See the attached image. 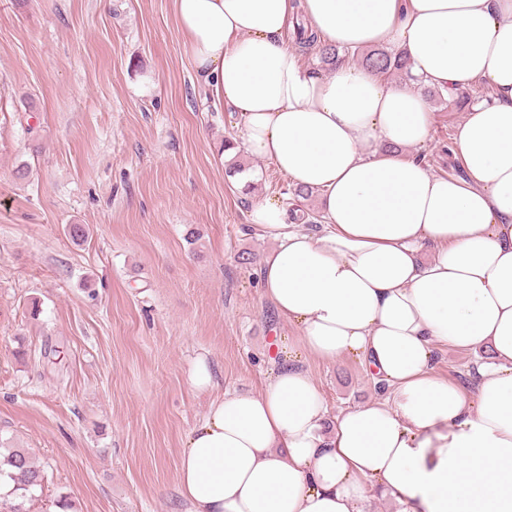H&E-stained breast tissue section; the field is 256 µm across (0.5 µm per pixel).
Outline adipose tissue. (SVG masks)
Returning <instances> with one entry per match:
<instances>
[{
    "label": "adipose tissue",
    "mask_w": 512,
    "mask_h": 512,
    "mask_svg": "<svg viewBox=\"0 0 512 512\" xmlns=\"http://www.w3.org/2000/svg\"><path fill=\"white\" fill-rule=\"evenodd\" d=\"M199 81L238 112L247 154L320 198L317 232L277 198L259 286L300 332L260 394L223 391L178 468L186 512H512V0H174ZM405 52L406 82L341 60L306 69L288 30ZM480 85L437 175L423 88ZM478 355L472 387L438 354ZM348 357L382 395L330 415L302 353ZM476 356L469 351L448 347L443 350L438 359L437 372L448 378V381L456 383H465L467 381V373L474 362Z\"/></svg>",
    "instance_id": "ef3b65f1"
}]
</instances>
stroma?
I'll list each match as a JSON object with an SVG mask.
<instances>
[{"instance_id":"obj_1","label":"stroma","mask_w":512,"mask_h":512,"mask_svg":"<svg viewBox=\"0 0 512 512\" xmlns=\"http://www.w3.org/2000/svg\"><path fill=\"white\" fill-rule=\"evenodd\" d=\"M430 110L407 154L460 174L463 114ZM239 122L197 80L173 0H0V445L45 472L31 512H185L179 459L212 399L194 361L258 393L298 347L259 288L274 243L246 229L291 185L246 154L249 188L227 176ZM305 365L331 412L378 394L354 360Z\"/></svg>"}]
</instances>
